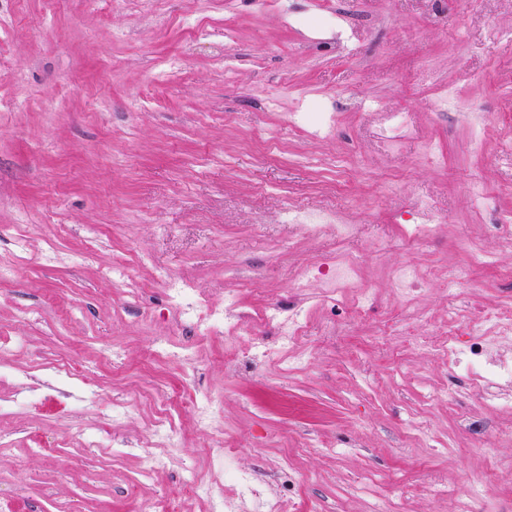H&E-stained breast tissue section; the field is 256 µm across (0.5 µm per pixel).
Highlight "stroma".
Masks as SVG:
<instances>
[{
	"label": "stroma",
	"instance_id": "obj_1",
	"mask_svg": "<svg viewBox=\"0 0 512 512\" xmlns=\"http://www.w3.org/2000/svg\"><path fill=\"white\" fill-rule=\"evenodd\" d=\"M314 13L327 16L317 31L302 24ZM312 97L336 112L333 135L293 127ZM397 111L411 135L387 151L378 131ZM428 140L447 169L423 160ZM511 145L512 0H0V258L15 236L27 244L0 278V363L19 372L0 377V400L38 402L0 415V500L141 512L178 491L185 463L209 476L203 447L221 441L270 495L318 512H458L484 478L470 512H512V408L421 344L449 319L512 304V242L493 229L512 210ZM474 180L488 206L473 204ZM418 201L441 221L404 249L397 227ZM290 209L359 226L346 249L371 293L362 314L354 297L335 308L318 284L297 289L336 238L300 236ZM462 236L497 265L473 268L452 298L439 278L466 263ZM132 253L129 289L109 272ZM405 262L430 281L404 303L389 273ZM166 275L217 309L235 288L248 325L304 305L307 366L284 369L271 324L237 343L191 332ZM397 323L411 336H386ZM255 338L269 358L226 359ZM187 353L224 413L208 427L184 419L179 447L161 450L152 421ZM64 357L96 363L97 390L62 407L49 367ZM448 387L452 400L429 401ZM116 399L129 411L114 424ZM94 426L110 449L80 452ZM156 449L166 464L142 480Z\"/></svg>",
	"mask_w": 512,
	"mask_h": 512
}]
</instances>
